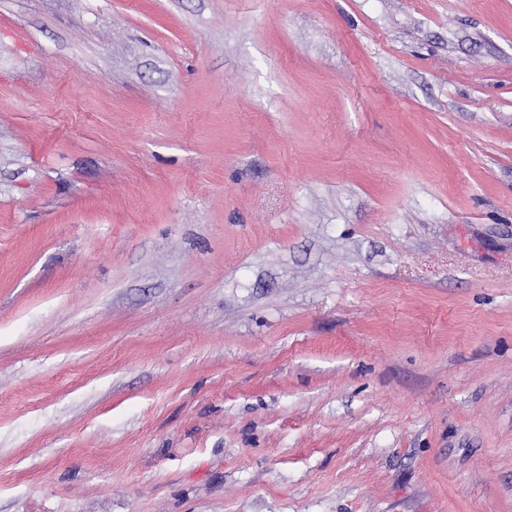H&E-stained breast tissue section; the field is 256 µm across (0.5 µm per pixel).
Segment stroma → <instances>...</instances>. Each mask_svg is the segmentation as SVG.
Wrapping results in <instances>:
<instances>
[{
	"label": "stroma",
	"mask_w": 512,
	"mask_h": 512,
	"mask_svg": "<svg viewBox=\"0 0 512 512\" xmlns=\"http://www.w3.org/2000/svg\"><path fill=\"white\" fill-rule=\"evenodd\" d=\"M0 512H512V0H0Z\"/></svg>",
	"instance_id": "obj_1"
}]
</instances>
